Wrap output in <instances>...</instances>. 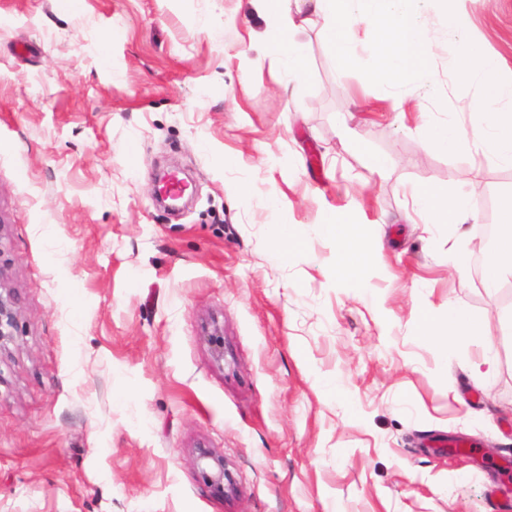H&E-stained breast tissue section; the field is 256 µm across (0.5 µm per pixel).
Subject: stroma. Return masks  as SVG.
<instances>
[{
    "label": "stroma",
    "instance_id": "obj_1",
    "mask_svg": "<svg viewBox=\"0 0 512 512\" xmlns=\"http://www.w3.org/2000/svg\"><path fill=\"white\" fill-rule=\"evenodd\" d=\"M458 10L455 34L425 14L441 95L423 108L413 74L367 79L315 28L285 89L253 0H0V272L19 299L0 512H512V275L490 290L452 255L501 221L484 203L512 165L469 136L424 144L428 121L471 126L459 39L512 71V0ZM169 164L194 189L180 212L152 196ZM425 187L468 198L467 222L418 223ZM333 223L356 233L311 231ZM451 301L472 335H424L419 312ZM454 436L482 466L434 453ZM200 446L234 495L190 465ZM224 326L218 320L211 322L206 340L211 347L212 361L220 366L224 363Z\"/></svg>",
    "mask_w": 512,
    "mask_h": 512
}]
</instances>
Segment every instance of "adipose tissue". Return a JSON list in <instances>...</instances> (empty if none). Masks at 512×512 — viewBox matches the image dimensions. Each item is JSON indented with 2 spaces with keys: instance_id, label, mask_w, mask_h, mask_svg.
<instances>
[{
  "instance_id": "ef3b65f1",
  "label": "adipose tissue",
  "mask_w": 512,
  "mask_h": 512,
  "mask_svg": "<svg viewBox=\"0 0 512 512\" xmlns=\"http://www.w3.org/2000/svg\"><path fill=\"white\" fill-rule=\"evenodd\" d=\"M457 0H308V10L293 17L284 0H257L269 20L264 37L279 53L289 81H297L305 71L303 47L298 33L308 26L318 27L323 38L337 50L343 64L360 65L355 52L354 28L376 25L383 38L370 64L371 76L387 75L401 79L415 60L431 55V44L424 27L423 7L431 5L443 26L457 32L460 14ZM448 71L461 85L477 83L483 88V103L474 128V143L501 162L512 165V75L504 76L499 61L481 51L472 41L460 40L448 61ZM419 212L430 224H462L471 213L467 198L441 197L433 189L416 194ZM504 215L497 226L495 242L483 245L481 252L490 270L487 287H495L500 272H512V194L501 197Z\"/></svg>"
}]
</instances>
